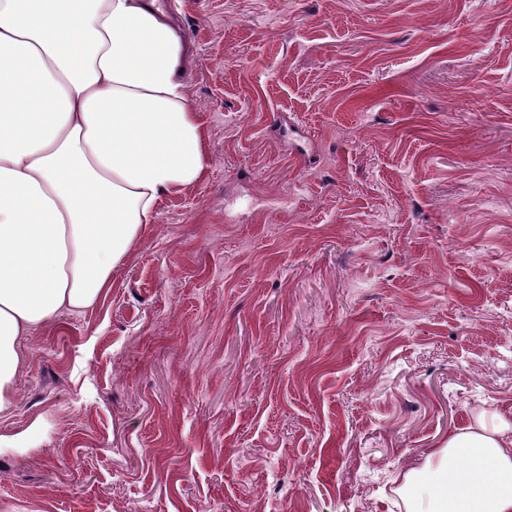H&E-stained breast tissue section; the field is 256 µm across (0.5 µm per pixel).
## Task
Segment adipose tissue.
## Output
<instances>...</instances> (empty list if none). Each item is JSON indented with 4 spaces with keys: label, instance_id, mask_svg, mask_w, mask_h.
<instances>
[{
    "label": "adipose tissue",
    "instance_id": "1",
    "mask_svg": "<svg viewBox=\"0 0 512 512\" xmlns=\"http://www.w3.org/2000/svg\"><path fill=\"white\" fill-rule=\"evenodd\" d=\"M160 0H0V415L21 340L92 307L168 195L209 166ZM406 512H512V413L482 412L402 476Z\"/></svg>",
    "mask_w": 512,
    "mask_h": 512
}]
</instances>
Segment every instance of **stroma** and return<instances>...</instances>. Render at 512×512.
<instances>
[{"instance_id":"obj_1","label":"stroma","mask_w":512,"mask_h":512,"mask_svg":"<svg viewBox=\"0 0 512 512\" xmlns=\"http://www.w3.org/2000/svg\"><path fill=\"white\" fill-rule=\"evenodd\" d=\"M211 164L23 340L0 512H405L512 411V0H178Z\"/></svg>"}]
</instances>
